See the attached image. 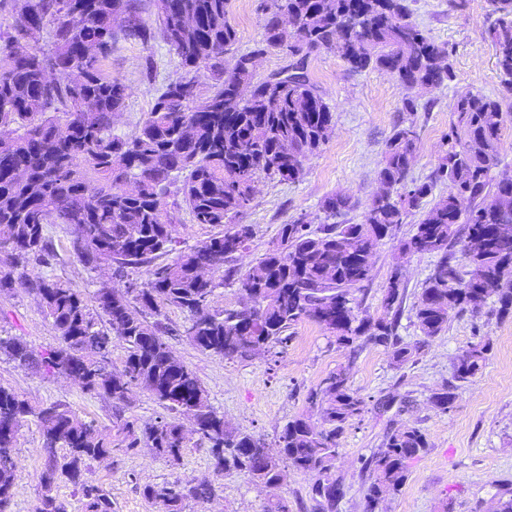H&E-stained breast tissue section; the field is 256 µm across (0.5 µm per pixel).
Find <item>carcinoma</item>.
Instances as JSON below:
<instances>
[{"mask_svg":"<svg viewBox=\"0 0 512 512\" xmlns=\"http://www.w3.org/2000/svg\"><path fill=\"white\" fill-rule=\"evenodd\" d=\"M157 0V19L142 17L138 0H24L0 34L10 63L0 67V245L17 264H49L53 247L45 225L73 229L83 264L115 266L126 278L122 290L103 284L86 298L67 282L18 276L0 270V293L34 292L58 344L37 353L20 337L0 333V357L46 377L76 378L84 391L115 405L135 388L147 391L167 416L136 430L118 426L128 451L144 446L172 465L180 464L187 437L181 419L210 444L215 469L244 471L269 490L284 478L283 465L312 474L313 498L333 512L339 487L333 477L337 438L344 425L362 415L366 403L348 385L343 370L329 373L310 393L325 427L305 417L283 427L268 448L252 434L226 428L196 373L175 357L164 336V309L187 313L185 336L198 349L226 360H246L256 350L288 342L285 332L303 318L318 322L349 346L358 338L391 348L393 363L412 361L418 348L397 338L403 293L389 283L384 315L358 319L352 292L371 277L381 242L405 219L419 214L404 255L434 254V272L412 305L421 334L435 338L452 314L487 298L512 317V182L498 180V145L506 115L498 100L468 90L457 95L438 167L423 181L406 182L415 151L414 126H399L387 142L378 180L382 195L357 224H323L317 231L305 217L280 226L277 243L236 280L254 299L253 311L210 309L217 284L201 275L209 264L224 266L248 247L252 229L236 224L249 207L252 185L261 176L295 182L303 159L325 142L331 106L306 73L280 71L255 80L253 60L272 50L291 55L334 52L354 71L393 74L406 88H438L453 79L449 52L411 21L406 0H266L262 40L254 50L230 55L237 33L228 20L229 0H174L181 14ZM495 23L488 29L503 81L512 85V0H492ZM288 15L299 29L280 23ZM49 31L47 47L27 45ZM160 32L179 62V75L161 88L141 128L131 136L114 131L126 88L103 72L101 62L118 39L148 44ZM63 77L50 82L46 71ZM215 84L207 101L196 104L200 72ZM440 183L448 195L433 200ZM178 199L166 201L170 193ZM186 207L195 224L222 226L219 232L166 263L173 224L167 205ZM349 209L342 196L327 198L329 217ZM147 267L142 280L128 273ZM126 346L121 375L110 369L112 339ZM490 343L479 341L457 358L453 381L430 397L448 410L460 383L483 369ZM41 431L45 459L42 492L34 512H67L55 494L64 477L79 487L83 512H112V498L84 480L92 463L112 458V437L102 434L61 403L34 406L0 385V512H12L17 469L16 441L29 422ZM65 454H58L59 449ZM427 448L417 427L392 431L384 447L365 463L371 483L367 512L399 491L406 462ZM144 498L166 501L167 512H186L192 501L211 498L215 487L180 480L143 487Z\"/></svg>","mask_w":512,"mask_h":512,"instance_id":"1","label":"carcinoma"}]
</instances>
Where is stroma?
<instances>
[{"mask_svg": "<svg viewBox=\"0 0 512 512\" xmlns=\"http://www.w3.org/2000/svg\"><path fill=\"white\" fill-rule=\"evenodd\" d=\"M411 19L450 52L454 77L442 87L414 94L415 113L403 110L408 97L391 74L350 70L333 52L311 53L306 71L311 83L333 109V128L327 141L303 162V174L293 183L265 176L255 184L253 199L237 218L249 225L253 236L246 251L236 254L226 267L212 274L217 289L211 299L215 309L236 308L240 294L232 279L261 257L278 237L282 224L307 215L313 225L323 224L322 203L340 193L351 207L336 216L339 224L361 221L380 185L377 173L393 131L404 122L417 132L414 160L408 177L423 180L437 167L454 99L472 90L497 98L503 111L512 113V89L502 81L495 51L488 37L494 22L492 0H406ZM228 18L237 32L236 52L253 50L260 41L264 15L261 0H230ZM103 71L127 87L124 108L115 130L135 133L147 118L158 90L179 73L178 62L163 40L144 45L119 40L102 63ZM413 231L412 223L399 225L384 239L374 259L371 278L355 298L357 314L374 318L390 281L404 289V312L397 328L402 342L415 344V362L392 364L387 348L356 340L338 345L315 321L304 318L289 329L286 344L272 347L247 360H227L196 348L185 336L187 315L176 308L166 311L170 332L166 342L180 360L192 368L209 393L210 401L226 424L246 430L267 446H274L283 426L299 416L319 422L309 400L330 372L346 369L350 388L366 403L362 415L349 421L338 438L335 475L342 494L335 512H365L368 474L365 461L383 447L392 430L413 426L425 434L428 446L407 463L399 492L379 507V512H493L495 502L512 484V318L500 317L493 301L476 311L452 315L448 329L435 339L421 336L411 313L412 304L437 262L433 255H401L399 245ZM54 256L49 265H28V275L48 276L92 293L106 279L108 267L91 271L73 248L70 227H47ZM0 329L22 339L35 351L54 347L57 338L34 294L16 289L0 294ZM491 343L488 360L473 382L461 384L452 406L436 409L430 396L452 379L456 357L471 343ZM0 385L14 389L36 404L60 402L92 420L109 435L117 420L135 428L155 423L164 409L146 391L133 389L126 403L83 391L65 377L44 378L36 370L0 359ZM13 512H34L41 494L44 460L39 452L36 424L23 427L17 439ZM88 480L112 497V512H158L142 495L145 485L163 480L208 481L215 498L190 503L187 512H263L265 489L245 472H217L209 448L198 435H189L178 466L153 458L146 449L129 452L114 445L107 464H93ZM312 475L287 468L277 493L287 499L292 512H318L311 497Z\"/></svg>", "mask_w": 512, "mask_h": 512, "instance_id": "obj_1", "label": "stroma"}]
</instances>
